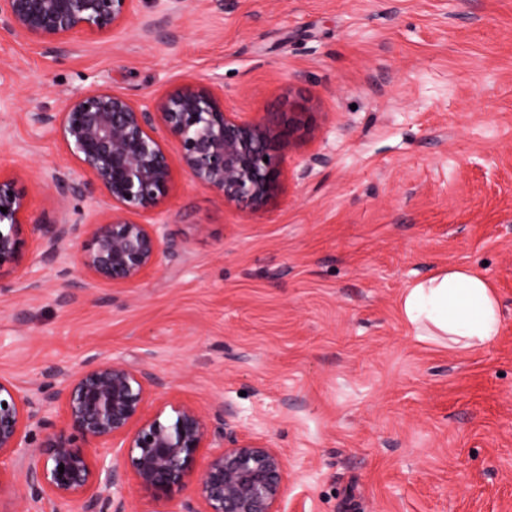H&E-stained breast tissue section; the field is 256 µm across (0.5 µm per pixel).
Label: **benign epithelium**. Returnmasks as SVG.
Here are the masks:
<instances>
[{
  "label": "benign epithelium",
  "instance_id": "obj_1",
  "mask_svg": "<svg viewBox=\"0 0 512 512\" xmlns=\"http://www.w3.org/2000/svg\"><path fill=\"white\" fill-rule=\"evenodd\" d=\"M138 0H0V27L44 46L105 41L124 27ZM288 123L243 118L224 96L195 78L167 93L133 100L107 88L78 93L60 112H34L77 161L54 175L62 193L99 192L103 206L83 224L61 212L32 224L44 255L76 249L72 272L89 283L131 286L159 264L164 235L156 221L173 168L229 204L252 210L278 192L285 154L302 111ZM0 271L18 266L32 219L18 177L0 175ZM37 398L0 378V458L25 472L34 499L55 512H125V477L155 500L180 498L179 512H282L288 472L283 454L261 438L240 437L226 420L213 429L189 401L169 400L147 413L164 383L119 358L56 370ZM63 408L58 415L56 406ZM173 417L162 418L165 409ZM43 432L30 445V421ZM64 472H59V466Z\"/></svg>",
  "mask_w": 512,
  "mask_h": 512
}]
</instances>
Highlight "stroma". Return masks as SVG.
Listing matches in <instances>:
<instances>
[{"label": "stroma", "instance_id": "35a3bbf8", "mask_svg": "<svg viewBox=\"0 0 512 512\" xmlns=\"http://www.w3.org/2000/svg\"><path fill=\"white\" fill-rule=\"evenodd\" d=\"M230 112L304 107L277 195L226 204L175 167L158 268L130 286L63 280L29 241L0 274V377L120 357L163 397L232 411L287 463L282 512H512V0H140L106 42L36 45L0 28V171L35 217H92L77 169L31 113L104 87L139 99L186 76ZM469 266L502 311L492 345L420 339L406 288ZM0 512L32 502L10 459Z\"/></svg>", "mask_w": 512, "mask_h": 512}]
</instances>
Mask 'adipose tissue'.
I'll use <instances>...</instances> for the list:
<instances>
[{"instance_id":"1","label":"adipose tissue","mask_w":512,"mask_h":512,"mask_svg":"<svg viewBox=\"0 0 512 512\" xmlns=\"http://www.w3.org/2000/svg\"><path fill=\"white\" fill-rule=\"evenodd\" d=\"M400 309L417 336H441L449 346L476 350L501 329L499 300L489 282L467 267H451L407 288Z\"/></svg>"}]
</instances>
